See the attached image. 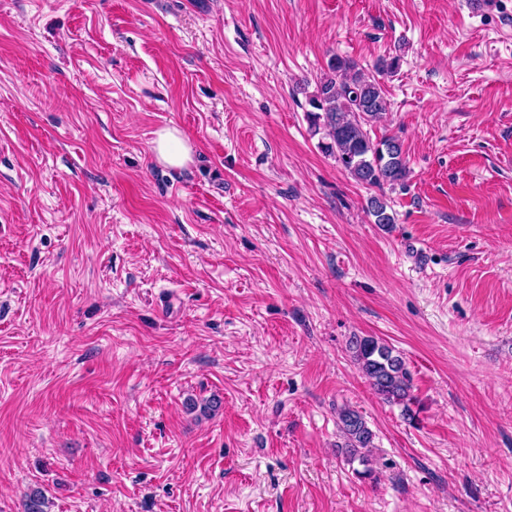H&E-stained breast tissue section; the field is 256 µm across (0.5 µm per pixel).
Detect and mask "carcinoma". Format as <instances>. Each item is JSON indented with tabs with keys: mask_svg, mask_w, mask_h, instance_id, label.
Returning a JSON list of instances; mask_svg holds the SVG:
<instances>
[{
	"mask_svg": "<svg viewBox=\"0 0 512 512\" xmlns=\"http://www.w3.org/2000/svg\"><path fill=\"white\" fill-rule=\"evenodd\" d=\"M309 105L311 125L323 129L329 139L322 145L325 153L333 156L357 182L380 188L404 181L407 164L399 140L384 136L374 141L365 129L387 108L382 87L374 76L353 60L335 55L317 82ZM368 205L374 223L382 227L395 223L383 198L372 196ZM348 347L374 393L387 403L403 406L404 415L413 418L410 373L400 353L373 336H354ZM338 421L346 454L370 472L365 449L372 447L373 433L363 416L344 406L338 410ZM45 507L44 494L34 490L27 496L24 512H46Z\"/></svg>",
	"mask_w": 512,
	"mask_h": 512,
	"instance_id": "1",
	"label": "carcinoma"
}]
</instances>
